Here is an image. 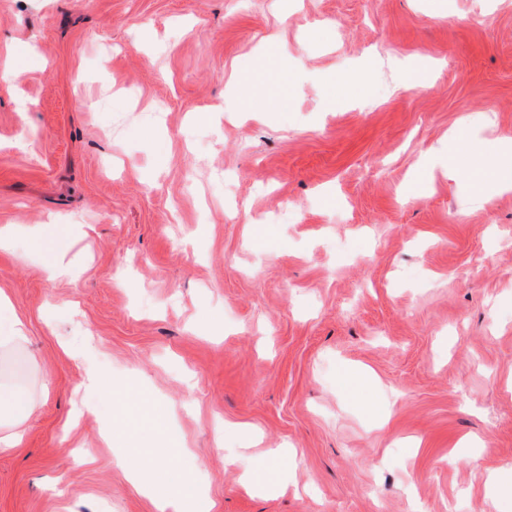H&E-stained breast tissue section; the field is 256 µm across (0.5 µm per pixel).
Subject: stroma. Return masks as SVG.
<instances>
[{
    "label": "stroma",
    "mask_w": 512,
    "mask_h": 512,
    "mask_svg": "<svg viewBox=\"0 0 512 512\" xmlns=\"http://www.w3.org/2000/svg\"><path fill=\"white\" fill-rule=\"evenodd\" d=\"M269 46L278 75L230 84ZM463 122L512 138V0H0V290L29 336L0 390L39 391L0 512H155L88 371L165 406L164 465L213 512H512L486 488L512 482V191L462 156L410 194ZM282 446L286 490L248 492Z\"/></svg>",
    "instance_id": "35a3bbf8"
}]
</instances>
